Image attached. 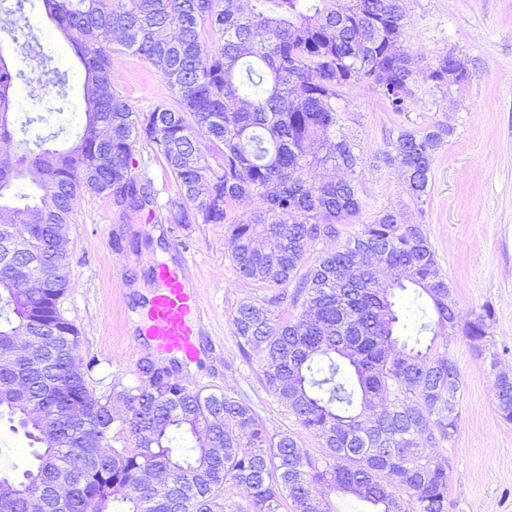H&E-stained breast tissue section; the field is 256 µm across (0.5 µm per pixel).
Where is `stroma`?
Masks as SVG:
<instances>
[{
	"mask_svg": "<svg viewBox=\"0 0 512 512\" xmlns=\"http://www.w3.org/2000/svg\"><path fill=\"white\" fill-rule=\"evenodd\" d=\"M407 34L400 44L418 71L407 114L391 111L380 93L360 83L342 88L336 102L343 131L356 139L364 166L356 173L360 221L341 227L348 238L385 210L403 211L425 225L441 273L452 286L461 319L491 306L495 318L488 349L467 338L448 339L460 371L463 395L458 430L441 453L450 459L448 512H512V423L499 415L490 391L496 372L512 374V0H404ZM31 34L67 73L68 103L50 113L60 145L76 138L84 112V74L41 6H26ZM454 53L471 73L468 81L438 89L424 72L437 56ZM112 83L140 111L166 97L160 75L130 52L112 55ZM443 123L453 133L439 149L428 193L415 205L398 173L377 162L389 135L401 125L423 129ZM139 176L151 179L158 204L177 187L147 141L136 145ZM75 223L61 232L71 248V275L62 310L79 332L77 354L93 361L91 394L111 399L114 414L124 405L118 391L133 385L147 356L164 360L140 329L146 291L155 286L156 262L176 260L183 245L194 264L187 275L206 312L200 362L184 374L248 401L270 433L288 432L313 455L322 449L285 404L267 392L258 361H247L231 326L242 303L262 299L264 289L242 278L232 262L233 243L220 224H168L148 209L119 213L110 199L81 194Z\"/></svg>",
	"mask_w": 512,
	"mask_h": 512,
	"instance_id": "stroma-1",
	"label": "stroma"
}]
</instances>
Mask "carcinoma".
<instances>
[{"mask_svg": "<svg viewBox=\"0 0 512 512\" xmlns=\"http://www.w3.org/2000/svg\"><path fill=\"white\" fill-rule=\"evenodd\" d=\"M42 0L84 72V125L67 149L47 146L41 113L16 123L13 89L20 80L42 103L65 97L66 73L48 67L41 44L12 20L0 47V214L9 237L44 271L36 293L19 288L0 262V349L20 336L52 335L38 344L42 372L34 380L0 371V416L43 448L17 477L0 474V512H25L34 482L51 512L57 465L72 467L71 512H215L219 494L242 487L246 512H331L324 494L340 492L371 512H448L447 457L457 431L463 384L448 335L480 346L494 311L458 319L448 280L422 224L388 210L333 250L306 264L316 243L340 237L339 225L361 214L352 180L323 179L328 164L362 167L356 144L339 127L336 99L346 85L371 82L393 112L408 110L412 59L396 45L407 33L403 0ZM216 38L201 40L204 27ZM129 51L149 62L168 90L152 110H136L112 85L110 60ZM37 60L34 82L15 63ZM427 79L437 88L469 73L448 55L435 58ZM210 145L202 150L195 133ZM450 129L400 127L377 159L396 168L415 202L427 195L437 150ZM149 141L179 187L164 205L170 224H223L234 241L238 273L269 290L232 314L246 357L262 363L265 389L312 433L311 455L286 432L272 434L245 400L194 387L183 365L122 393L123 417L93 398L92 363L75 355L78 330L60 310L69 284L70 249L59 235L75 217L82 193L105 196L119 211L156 203L148 178L136 174L135 147ZM219 155L212 166L208 153ZM253 207L245 217L234 208ZM295 283L293 292L288 285ZM426 295L434 318L406 333L395 291ZM290 304L301 310L296 320ZM491 390L512 423V376L495 375ZM86 422L87 445L68 438L70 411ZM135 448L112 446L114 434ZM190 448L178 447L183 436Z\"/></svg>", "mask_w": 512, "mask_h": 512, "instance_id": "1", "label": "carcinoma"}]
</instances>
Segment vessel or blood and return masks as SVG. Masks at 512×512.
Masks as SVG:
<instances>
[{
  "instance_id": "obj_1",
  "label": "vessel or blood",
  "mask_w": 512,
  "mask_h": 512,
  "mask_svg": "<svg viewBox=\"0 0 512 512\" xmlns=\"http://www.w3.org/2000/svg\"><path fill=\"white\" fill-rule=\"evenodd\" d=\"M178 254V262L162 263L156 269L158 286L142 316L143 331L158 351L193 363L200 355L205 313L197 290L190 288L186 277L193 258L183 248Z\"/></svg>"
}]
</instances>
